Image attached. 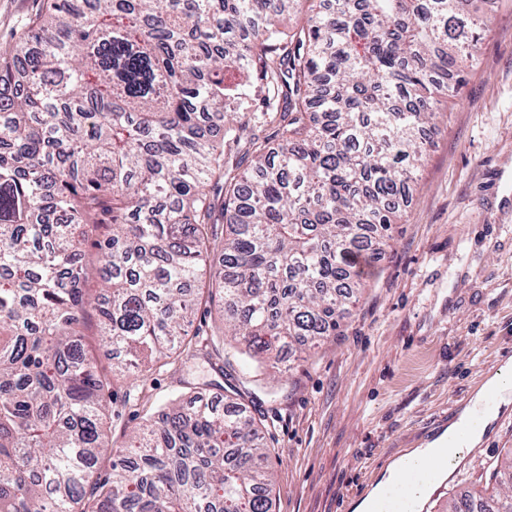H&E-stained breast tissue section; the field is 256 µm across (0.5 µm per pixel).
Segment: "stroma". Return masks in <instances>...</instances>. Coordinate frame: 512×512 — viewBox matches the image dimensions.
<instances>
[{
  "label": "stroma",
  "mask_w": 512,
  "mask_h": 512,
  "mask_svg": "<svg viewBox=\"0 0 512 512\" xmlns=\"http://www.w3.org/2000/svg\"><path fill=\"white\" fill-rule=\"evenodd\" d=\"M46 5L0 0V45ZM482 21L479 59L462 63L403 216L338 335L284 348L275 366L228 336L192 363L174 357L121 380L101 479L132 430L205 385L261 427L273 512H352L391 459L434 438L484 372L512 362V0H492ZM511 452L506 412L427 512L483 491Z\"/></svg>",
  "instance_id": "stroma-1"
}]
</instances>
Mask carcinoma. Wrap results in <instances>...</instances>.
Returning <instances> with one entry per match:
<instances>
[{
  "label": "carcinoma",
  "mask_w": 512,
  "mask_h": 512,
  "mask_svg": "<svg viewBox=\"0 0 512 512\" xmlns=\"http://www.w3.org/2000/svg\"><path fill=\"white\" fill-rule=\"evenodd\" d=\"M478 1L51 0L0 46V512H272L259 428L204 388L100 480L112 385L217 347L205 282L253 358L336 335L476 60ZM90 308L121 366L85 350ZM492 480L446 512H512V455Z\"/></svg>",
  "instance_id": "1"
}]
</instances>
